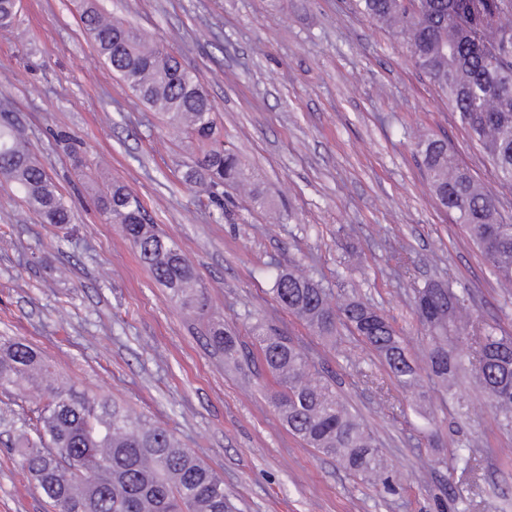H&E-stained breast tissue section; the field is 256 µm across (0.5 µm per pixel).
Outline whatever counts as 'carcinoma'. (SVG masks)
I'll list each match as a JSON object with an SVG mask.
<instances>
[{
	"mask_svg": "<svg viewBox=\"0 0 512 512\" xmlns=\"http://www.w3.org/2000/svg\"><path fill=\"white\" fill-rule=\"evenodd\" d=\"M365 16L401 42L411 61L448 97V104L490 159L496 180L512 185V0H355ZM81 24L102 62L120 77L131 74L132 92L165 113L170 126L197 144L199 156L186 180L245 187L249 169L224 148L215 131V106L198 77L136 27L105 17L90 2ZM417 152L430 190L456 216L478 246L499 285L512 286V220L498 201L448 150L441 138L421 135ZM0 176L12 181L47 224H70L68 205L43 164L22 146L18 129L0 124ZM105 220L122 225L140 262L189 312L207 306L197 273L180 247L150 223L140 197L128 186H106L99 204ZM272 292L284 308L318 336L349 327L384 361L398 385L421 386L419 369L388 319L360 299L332 306L327 289L304 271L277 273ZM468 288L431 283L414 291L417 317L426 330L430 376L458 404L455 390L464 365L477 374L489 407L512 419V337L473 318ZM224 361L247 355L219 325L208 329ZM251 334L275 389L270 400L288 430L317 452L337 459L364 480L389 485V468L367 426L313 370L293 341L257 321ZM44 402L35 429L15 441L26 473L56 512H229L224 480L167 429L106 399L55 385L38 352L23 340L0 346V387L33 385Z\"/></svg>",
	"mask_w": 512,
	"mask_h": 512,
	"instance_id": "obj_1",
	"label": "carcinoma"
}]
</instances>
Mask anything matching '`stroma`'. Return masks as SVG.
<instances>
[{"label": "stroma", "instance_id": "obj_1", "mask_svg": "<svg viewBox=\"0 0 512 512\" xmlns=\"http://www.w3.org/2000/svg\"><path fill=\"white\" fill-rule=\"evenodd\" d=\"M82 0H21L0 28V124L19 126L71 204L47 224L0 177V343L26 340L61 384L119 402L165 427L224 480L233 512H512V423L486 407L471 371L461 407L423 377L401 389L379 356L339 327L316 336L281 307L278 270L305 269L333 303L378 307L414 360L428 339L415 289L452 281L469 309L512 334V288L498 287L480 250L432 196L416 137L447 138L458 161L512 217L479 145L433 83L354 0H96L174 53L216 106L217 134L255 172L257 206L225 186L186 182L195 150L163 113L135 97L96 55ZM118 180L182 249L211 321L256 351V320L273 325L330 376L373 431L392 471L385 493L291 434L259 364L225 363L205 333L140 263L121 225L99 210ZM35 400L0 389V512H52L23 471L12 432ZM473 452L468 470L457 454Z\"/></svg>", "mask_w": 512, "mask_h": 512}]
</instances>
